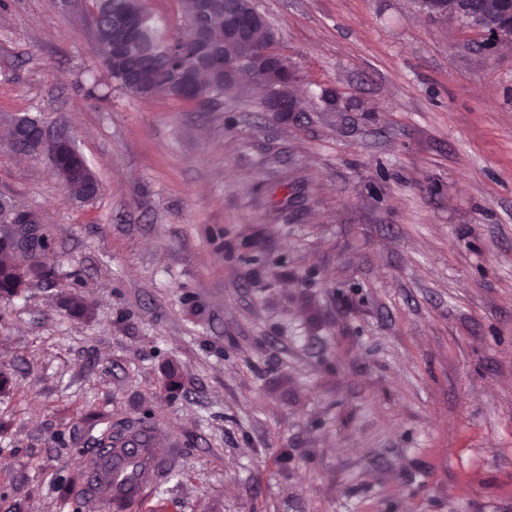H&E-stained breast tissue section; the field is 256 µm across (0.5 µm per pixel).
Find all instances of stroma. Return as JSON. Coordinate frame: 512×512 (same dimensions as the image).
I'll list each match as a JSON object with an SVG mask.
<instances>
[{"mask_svg":"<svg viewBox=\"0 0 512 512\" xmlns=\"http://www.w3.org/2000/svg\"><path fill=\"white\" fill-rule=\"evenodd\" d=\"M7 2L0 196L56 285L0 299V512H71L62 479L146 408L162 473L131 512H512V48L417 0H252L286 121L249 82L128 96L91 0ZM24 115L66 125L95 198L12 150Z\"/></svg>","mask_w":512,"mask_h":512,"instance_id":"35a3bbf8","label":"stroma"}]
</instances>
